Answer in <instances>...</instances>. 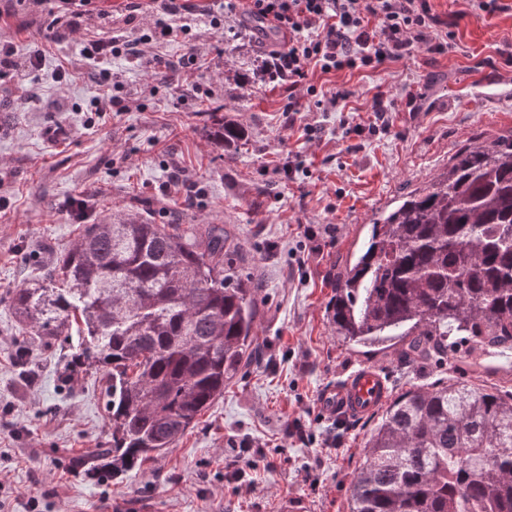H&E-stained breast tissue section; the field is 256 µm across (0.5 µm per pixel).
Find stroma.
<instances>
[{"label":"stroma","mask_w":512,"mask_h":512,"mask_svg":"<svg viewBox=\"0 0 512 512\" xmlns=\"http://www.w3.org/2000/svg\"><path fill=\"white\" fill-rule=\"evenodd\" d=\"M430 4L455 24L452 50H419L333 76L347 98L325 112L305 96L293 125L281 89L253 80L257 41L277 40V32L258 31L247 16L234 31L214 28L201 0L185 17L187 39L157 47L164 66L113 59L112 93L130 108L94 128L85 126V108L102 88L97 70L75 53L77 33L51 45L38 83L0 99V178L9 202L0 212V512H281L286 496L303 499L308 512H349L353 472L379 418L322 416L317 398L342 375L378 367L395 396L438 379L512 392V349L457 336L444 358L410 363L398 337L350 343L328 319L333 276L355 261L372 222L430 186L461 148L512 134V0L492 15L469 0ZM0 11L10 15L16 56L38 49L47 11L32 0H0ZM151 23L150 0L134 12L112 0L111 17L93 18L90 29L123 42ZM191 44L198 60L186 66ZM62 66L73 69L70 81L56 80ZM379 91L389 129L374 134L370 106ZM30 94L36 104L27 103ZM216 104L225 122L245 131L233 150L204 131L205 110ZM61 125L65 138L48 143L46 130ZM176 168L196 182L192 196L162 195ZM79 197L87 202L81 220L67 207ZM122 210L230 232L238 248L229 264L259 283V356L174 447L101 482L70 463L112 440L106 381L65 384L68 351L30 343L10 295L68 250L82 224ZM328 224L335 236L324 234ZM310 229L316 240L307 239ZM289 429L310 442L287 438ZM237 453L256 465L231 480L226 467Z\"/></svg>","instance_id":"1"}]
</instances>
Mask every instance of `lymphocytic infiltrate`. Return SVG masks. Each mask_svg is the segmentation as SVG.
Wrapping results in <instances>:
<instances>
[{"label": "lymphocytic infiltrate", "instance_id": "lymphocytic-infiltrate-1", "mask_svg": "<svg viewBox=\"0 0 512 512\" xmlns=\"http://www.w3.org/2000/svg\"><path fill=\"white\" fill-rule=\"evenodd\" d=\"M54 16L66 17L65 27L52 24L41 33L45 45L57 42L61 29H80L90 18L91 0H36ZM150 33L133 43H117L100 37L82 44L79 55L100 66L101 81L112 73L105 64L112 57L130 52L133 46L174 40L185 31L180 19L187 0H155ZM225 23L250 15L270 20L284 42L274 44L261 59L255 73L261 81L281 86L288 95V109L299 112V89L314 93V73L324 75L377 67L398 62L417 49L431 54L447 53L450 44L441 33L446 19L434 14L430 0H221Z\"/></svg>", "mask_w": 512, "mask_h": 512}]
</instances>
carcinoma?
Returning <instances> with one entry per match:
<instances>
[{"label":"carcinoma","instance_id":"1","mask_svg":"<svg viewBox=\"0 0 512 512\" xmlns=\"http://www.w3.org/2000/svg\"><path fill=\"white\" fill-rule=\"evenodd\" d=\"M233 124L212 134L229 147ZM224 229L119 213L83 225L12 309L42 343L79 341L65 380L111 381L112 444L72 461L91 478L163 453L224 396L256 352V287L224 266ZM336 336H400L414 362L448 337L512 348V135L456 153L445 176L406 194L336 276ZM352 478L350 512H512V393L436 383L385 409Z\"/></svg>","mask_w":512,"mask_h":512}]
</instances>
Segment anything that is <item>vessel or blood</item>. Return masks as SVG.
<instances>
[{
    "instance_id": "vessel-or-blood-1",
    "label": "vessel or blood",
    "mask_w": 512,
    "mask_h": 512,
    "mask_svg": "<svg viewBox=\"0 0 512 512\" xmlns=\"http://www.w3.org/2000/svg\"><path fill=\"white\" fill-rule=\"evenodd\" d=\"M389 396V380L373 366L352 371L337 380L319 397V409L329 416L365 418L384 405Z\"/></svg>"
}]
</instances>
